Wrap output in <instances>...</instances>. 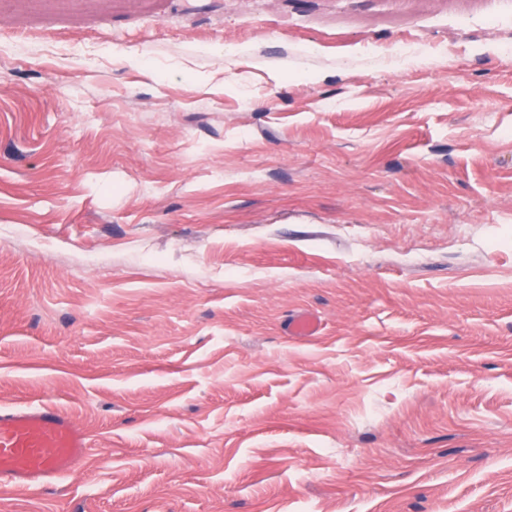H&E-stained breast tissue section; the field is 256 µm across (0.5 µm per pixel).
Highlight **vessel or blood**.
<instances>
[{"label": "vessel or blood", "instance_id": "b4317fda", "mask_svg": "<svg viewBox=\"0 0 512 512\" xmlns=\"http://www.w3.org/2000/svg\"><path fill=\"white\" fill-rule=\"evenodd\" d=\"M319 330L318 317L309 312L288 322V334L297 340ZM90 448L86 432L54 405L0 408L1 487L27 489L60 477L83 462Z\"/></svg>", "mask_w": 512, "mask_h": 512}]
</instances>
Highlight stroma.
I'll use <instances>...</instances> for the list:
<instances>
[{
	"label": "stroma",
	"instance_id": "35a3bbf8",
	"mask_svg": "<svg viewBox=\"0 0 512 512\" xmlns=\"http://www.w3.org/2000/svg\"><path fill=\"white\" fill-rule=\"evenodd\" d=\"M507 44L512 0H0V407L93 442L0 512H512ZM320 325V320L314 314L300 312L288 321V335L297 340L309 339L318 334Z\"/></svg>",
	"mask_w": 512,
	"mask_h": 512
}]
</instances>
